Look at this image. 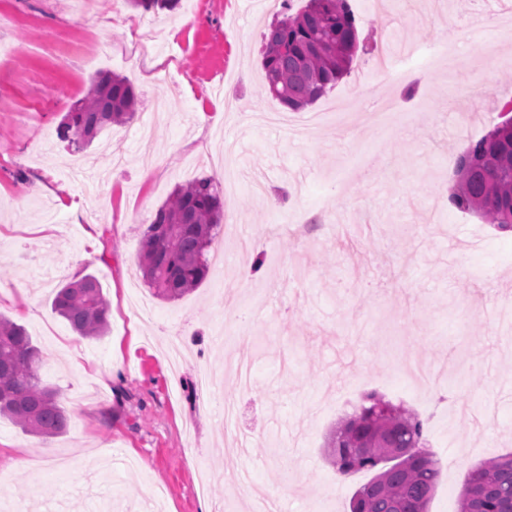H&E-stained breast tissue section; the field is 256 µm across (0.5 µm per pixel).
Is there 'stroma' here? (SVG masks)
Instances as JSON below:
<instances>
[{
  "label": "stroma",
  "instance_id": "35a3bbf8",
  "mask_svg": "<svg viewBox=\"0 0 512 512\" xmlns=\"http://www.w3.org/2000/svg\"><path fill=\"white\" fill-rule=\"evenodd\" d=\"M360 50L351 72L295 119L347 104L381 36L424 46L448 28L486 21L452 70L408 85L372 82L400 109L430 102L424 122L378 135L366 112L306 139L252 124L282 111L267 94L263 33L280 13L254 0H179L146 13L127 0H0L10 55L0 65V315L25 326L69 416L44 440L0 418V512H247L238 479L277 493L280 512H349L372 474L339 475L325 442L364 392L428 421L442 474L429 512H458L470 469L512 451V235L448 200V160L494 125L450 111L458 87L488 80L485 108L512 99V27L491 19L498 0H403L380 13L349 0ZM89 30L99 47L53 59L38 40ZM169 70L181 92L154 82ZM129 78L142 106L79 152L57 126L92 79ZM235 109L216 112L215 87ZM415 87L406 97L407 87ZM231 131L239 169L222 184L224 239L202 284L177 301L153 297L136 259L144 232L177 185L212 175ZM94 275L110 301L109 330L76 336L53 313L61 285ZM184 342L172 390L168 345ZM253 361L256 383L224 376L226 350ZM423 362L443 383L419 395L396 370ZM211 366L214 385L197 386ZM237 402L240 453L215 401Z\"/></svg>",
  "mask_w": 512,
  "mask_h": 512
}]
</instances>
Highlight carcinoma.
Segmentation results:
<instances>
[{"label": "carcinoma", "instance_id": "1", "mask_svg": "<svg viewBox=\"0 0 512 512\" xmlns=\"http://www.w3.org/2000/svg\"><path fill=\"white\" fill-rule=\"evenodd\" d=\"M145 12L171 10L178 0H129ZM262 68L268 93L298 111L332 90L350 73L359 38L348 0H308L263 34ZM138 95L124 77L100 75L57 129L60 140L81 148L112 125L130 122ZM450 202L500 232L512 230V118L498 123L455 159ZM224 199L213 177L176 187L159 207L142 240L138 266L153 295L178 300L197 288L210 269L209 255L223 234ZM52 310L84 338L108 331L109 304L90 274L62 285ZM43 355L25 328L0 316V418L30 435L65 432L68 417L56 389L41 379ZM425 422L416 412L376 392L361 397L331 432L329 458L344 475L375 471L352 496L351 512H428L441 466L427 450ZM459 512H512V452L474 467Z\"/></svg>", "mask_w": 512, "mask_h": 512}]
</instances>
